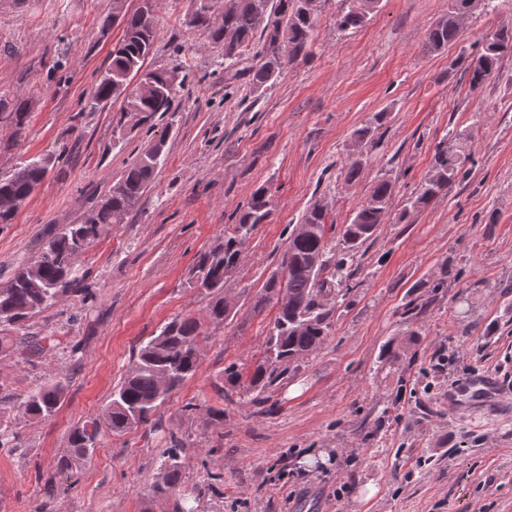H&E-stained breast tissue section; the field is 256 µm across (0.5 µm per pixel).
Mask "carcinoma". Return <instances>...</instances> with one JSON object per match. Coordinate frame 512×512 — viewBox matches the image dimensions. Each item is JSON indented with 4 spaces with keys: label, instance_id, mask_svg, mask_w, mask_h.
Listing matches in <instances>:
<instances>
[{
    "label": "carcinoma",
    "instance_id": "cac0c4a2",
    "mask_svg": "<svg viewBox=\"0 0 512 512\" xmlns=\"http://www.w3.org/2000/svg\"><path fill=\"white\" fill-rule=\"evenodd\" d=\"M147 2L145 8L129 12L126 0H112V19L121 20L123 35L84 109L97 112L122 99L118 125L146 129L152 144L132 160L81 222L53 233L33 262L18 268L6 284L0 285L1 353L17 351L23 344L34 357L50 350V336H13L9 331L22 327L28 318L50 307L64 294L88 293L77 273L79 257L100 238L107 225L125 222L154 183L165 160L168 127L157 128L156 119L175 115V101L191 81L192 73L185 65L171 69L147 65L154 51L158 0ZM195 2L196 8L186 19V25L205 35L216 49L227 79L239 76L240 65L255 45L256 35L265 37V49L256 53L259 61L248 68L252 87L260 89L276 78L282 57H307L322 0H223L218 17L212 0ZM490 2L448 0V13L431 26L423 50L435 53L456 42L463 18L477 5L488 6ZM379 3L380 0H350L349 6L337 12L336 28L343 32L362 27ZM511 51L512 27L495 30L481 42L475 54L462 57L470 84L486 82L497 70L504 53ZM31 108L27 99L0 95V123L12 127L16 142L26 135ZM386 121L387 113L377 112L370 125L353 133L360 151L345 167V182L352 184L359 179L368 154L379 144L378 130ZM468 142L466 133L451 130L435 145L431 175L417 189L401 218L429 205L465 177L464 167L470 159ZM63 154L61 148L54 154L26 160L10 171H0V224L13 223L18 210ZM394 193L395 183L391 179L383 176L374 183L344 226L342 248L336 252L327 238L330 216L325 206L315 201L306 209L287 237L279 269L270 274L253 304L257 313L270 303L276 307L264 339L262 359L246 373L234 363L224 367V375L215 385L218 400L231 402L236 396L258 406L261 413L273 409L269 405L272 388L297 374L301 361L322 346L330 334L335 299L357 287L352 282L354 259L384 223ZM270 211L271 190L262 185L246 205L230 215L231 223L224 225V236L197 256L192 286L209 298L207 312L211 321L220 323L229 316L230 306L224 297V286L229 281L226 273L239 270L243 243L259 225L267 223ZM208 342L209 336L201 323L191 316L173 319L143 342L107 405L99 414L70 429L67 454L57 459L52 473L44 478V499L49 501L58 495L61 487L57 478L70 474L92 455L103 431L121 435L139 426L156 425L163 403L197 374ZM65 396L64 383L52 379L24 396L17 412L24 417L48 419L60 409ZM184 448L183 439L174 436L170 446L160 451L158 476L148 489V505L142 512H153L151 504L159 501L167 505V512H194L192 502L197 497L224 485L221 475L211 476V482L204 486L185 485Z\"/></svg>",
    "mask_w": 512,
    "mask_h": 512
}]
</instances>
